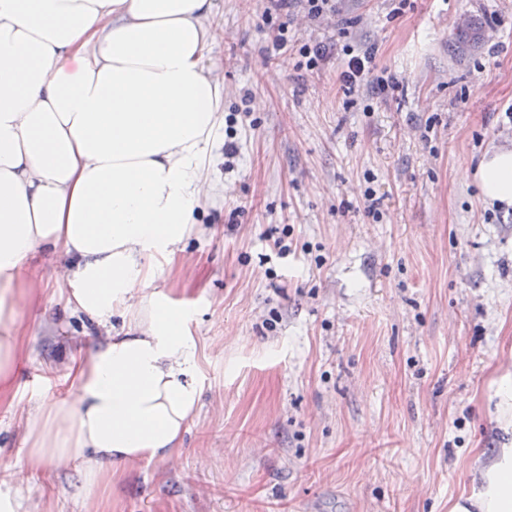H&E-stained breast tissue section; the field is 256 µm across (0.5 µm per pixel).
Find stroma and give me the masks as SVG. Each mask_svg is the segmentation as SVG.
<instances>
[{
  "instance_id": "35a3bbf8",
  "label": "stroma",
  "mask_w": 512,
  "mask_h": 512,
  "mask_svg": "<svg viewBox=\"0 0 512 512\" xmlns=\"http://www.w3.org/2000/svg\"><path fill=\"white\" fill-rule=\"evenodd\" d=\"M267 5L217 0L206 61L239 154L212 153L194 275L165 263L154 282L194 314L200 412L172 461L126 469L95 498L70 466L14 480L19 411L67 397L69 346L98 334L59 297L21 304L27 356L0 405V495L21 512H448L478 452L502 445L512 210L462 174L512 141V0H337L322 22L295 5L274 16L279 52ZM314 39L336 49L310 71L299 49ZM347 43L373 50L393 86L347 94Z\"/></svg>"
}]
</instances>
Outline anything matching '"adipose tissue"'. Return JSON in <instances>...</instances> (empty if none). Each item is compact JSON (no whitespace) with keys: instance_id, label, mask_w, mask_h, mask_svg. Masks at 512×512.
<instances>
[{"instance_id":"ef3b65f1","label":"adipose tissue","mask_w":512,"mask_h":512,"mask_svg":"<svg viewBox=\"0 0 512 512\" xmlns=\"http://www.w3.org/2000/svg\"><path fill=\"white\" fill-rule=\"evenodd\" d=\"M215 0H0V402L25 329L24 279L57 256L67 307L104 333L72 349L69 400L28 414L21 473L81 468L98 489L114 470L164 461L201 400L191 317L152 290L211 200L205 161L224 90L204 64ZM488 203L512 208V146L469 172ZM449 512H512V442Z\"/></svg>"}]
</instances>
